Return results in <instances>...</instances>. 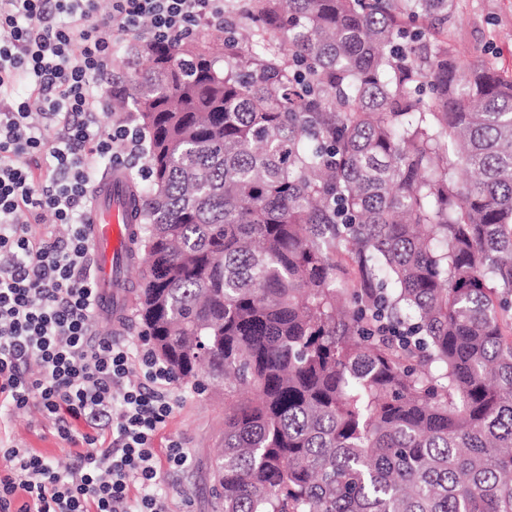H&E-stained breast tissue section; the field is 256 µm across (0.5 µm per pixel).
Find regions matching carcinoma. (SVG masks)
<instances>
[{
	"instance_id": "cac0c4a2",
	"label": "carcinoma",
	"mask_w": 512,
	"mask_h": 512,
	"mask_svg": "<svg viewBox=\"0 0 512 512\" xmlns=\"http://www.w3.org/2000/svg\"><path fill=\"white\" fill-rule=\"evenodd\" d=\"M146 42L134 308L224 382L219 512H512V73L456 0H248ZM347 254L353 276L336 262Z\"/></svg>"
}]
</instances>
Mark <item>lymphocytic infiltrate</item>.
<instances>
[{
	"instance_id": "f902f5d3",
	"label": "lymphocytic infiltrate",
	"mask_w": 512,
	"mask_h": 512,
	"mask_svg": "<svg viewBox=\"0 0 512 512\" xmlns=\"http://www.w3.org/2000/svg\"><path fill=\"white\" fill-rule=\"evenodd\" d=\"M225 16V0H111L105 16L99 0H0V409L37 403L78 450L63 476L47 457L0 441V512H170L157 458L179 469L188 455L177 440L157 452L155 437L176 403L174 377L152 352L92 325L95 163L122 162L144 143L131 113L102 123L96 81L112 69L118 34L170 43L195 26L223 27ZM48 211L66 238L42 226ZM76 420L85 432H74Z\"/></svg>"
}]
</instances>
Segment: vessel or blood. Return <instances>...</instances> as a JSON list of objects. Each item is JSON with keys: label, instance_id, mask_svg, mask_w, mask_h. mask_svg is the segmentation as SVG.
<instances>
[{"label": "vessel or blood", "instance_id": "obj_1", "mask_svg": "<svg viewBox=\"0 0 512 512\" xmlns=\"http://www.w3.org/2000/svg\"><path fill=\"white\" fill-rule=\"evenodd\" d=\"M126 183L127 175L119 167L109 169L93 183L88 227L99 296L96 314L119 329L125 325L128 309L129 247L135 233Z\"/></svg>", "mask_w": 512, "mask_h": 512}]
</instances>
